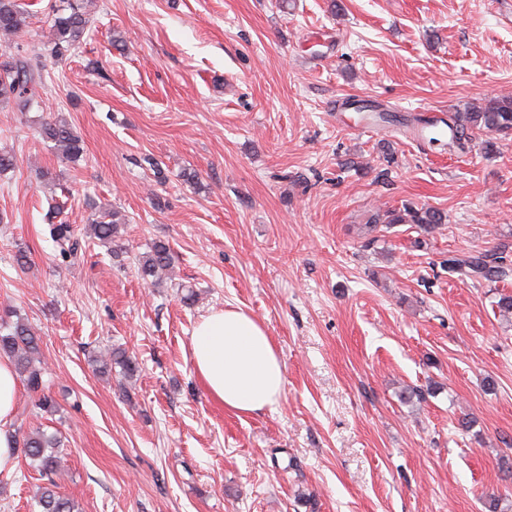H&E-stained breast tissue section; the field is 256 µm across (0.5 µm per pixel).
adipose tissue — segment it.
<instances>
[{"label": "adipose tissue", "mask_w": 512, "mask_h": 512, "mask_svg": "<svg viewBox=\"0 0 512 512\" xmlns=\"http://www.w3.org/2000/svg\"><path fill=\"white\" fill-rule=\"evenodd\" d=\"M192 364L204 387L225 409L249 415L273 409L285 387V367L265 326L243 310L207 315L192 336ZM20 385L9 360L0 359V472L14 470L15 409Z\"/></svg>", "instance_id": "1"}]
</instances>
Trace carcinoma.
<instances>
[{"label":"carcinoma","instance_id":"1","mask_svg":"<svg viewBox=\"0 0 512 512\" xmlns=\"http://www.w3.org/2000/svg\"><path fill=\"white\" fill-rule=\"evenodd\" d=\"M30 12L19 0H0V34L15 35L28 26ZM88 18L79 6L71 5L69 10H52L50 19L52 49L58 56L64 55L79 44L85 34ZM44 90L42 68L38 61L21 51H16L8 59L0 62V102L13 103L24 108L39 97ZM448 128L452 132L451 141L457 148H464L473 133L486 131L504 138L512 135V98H489L470 106L464 112L449 117ZM41 137L54 144L62 158L74 165L83 159L84 147L81 139L68 123L62 120H45L40 125ZM125 219L116 210H104L99 218L90 224L95 238L110 242L118 234L119 225ZM372 226L379 224H415L425 231L445 223L444 216L437 210L405 205L380 215L371 216ZM53 241L61 252L70 253L79 246L74 229L69 224H54L50 229ZM171 267L169 248L162 242H154L139 256L138 272L142 279L159 284L162 274ZM448 269L464 271L468 275L489 282H496L508 276V267L503 257L491 253H478L463 258L448 259ZM0 354L7 356L18 374L23 378L27 389L35 395L34 407L45 412L55 413L59 405L47 392L43 379L41 361V339L30 325L13 312L0 318ZM100 372L107 373L112 366L121 368L124 377L131 379L139 371L138 362L125 351L115 348L112 352L96 358ZM60 440L55 435L32 430L21 433L19 451L29 465L36 468L42 477L48 478V485L40 488L36 497L39 512H77L74 500L57 492L51 475L59 465Z\"/></svg>","mask_w":512,"mask_h":512}]
</instances>
